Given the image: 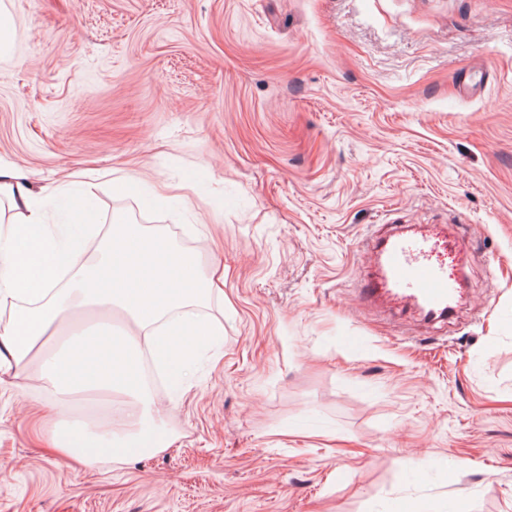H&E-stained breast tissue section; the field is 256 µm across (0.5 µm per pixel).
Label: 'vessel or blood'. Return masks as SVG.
Instances as JSON below:
<instances>
[{
  "instance_id": "1",
  "label": "vessel or blood",
  "mask_w": 512,
  "mask_h": 512,
  "mask_svg": "<svg viewBox=\"0 0 512 512\" xmlns=\"http://www.w3.org/2000/svg\"><path fill=\"white\" fill-rule=\"evenodd\" d=\"M462 247L446 234L397 232L377 239L359 293L368 304L387 299L415 307L424 321H446L462 300Z\"/></svg>"
}]
</instances>
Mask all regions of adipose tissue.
Listing matches in <instances>:
<instances>
[{
  "instance_id": "obj_1",
  "label": "adipose tissue",
  "mask_w": 512,
  "mask_h": 512,
  "mask_svg": "<svg viewBox=\"0 0 512 512\" xmlns=\"http://www.w3.org/2000/svg\"><path fill=\"white\" fill-rule=\"evenodd\" d=\"M0 166V198L13 215L0 224V371L30 358L43 336L63 318L90 311L122 314L120 330L104 329L71 341L61 354L45 353L39 378L58 418L54 446L87 459L88 449L121 437L125 447L156 450L168 437L152 417V396L136 370L156 338L165 347L155 361L179 384L192 375L196 352L223 335V327L182 317V310L207 306L219 291L194 254L160 245L158 238L114 223L104 228L95 263L43 236V201L15 183Z\"/></svg>"
}]
</instances>
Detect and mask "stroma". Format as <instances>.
<instances>
[{"instance_id": "1", "label": "stroma", "mask_w": 512, "mask_h": 512, "mask_svg": "<svg viewBox=\"0 0 512 512\" xmlns=\"http://www.w3.org/2000/svg\"><path fill=\"white\" fill-rule=\"evenodd\" d=\"M0 8V164L46 233L144 219L224 327L119 464L51 449L36 359L1 378L0 512H512V0ZM378 224L466 246L445 324L363 302Z\"/></svg>"}]
</instances>
